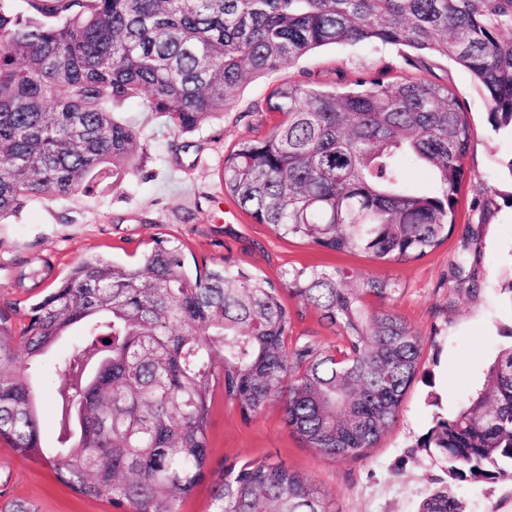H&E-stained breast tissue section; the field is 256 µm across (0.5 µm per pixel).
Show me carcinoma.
Returning a JSON list of instances; mask_svg holds the SVG:
<instances>
[{"label":"carcinoma","mask_w":512,"mask_h":512,"mask_svg":"<svg viewBox=\"0 0 512 512\" xmlns=\"http://www.w3.org/2000/svg\"><path fill=\"white\" fill-rule=\"evenodd\" d=\"M0 0V221L27 203L122 182L140 131L113 108L140 98L190 132L240 88L327 45L375 43L437 54L488 94L493 126L512 129V0ZM280 116L242 140L218 172L225 193L283 237L379 262L425 256L457 223L473 137L452 88L421 78H361L346 91L285 82ZM430 168L414 195L402 164ZM288 292L339 330L344 346L288 343L276 288L223 259L198 274L159 236L134 264L86 255L33 302L15 329L0 309V440L46 458L56 478L116 512H179L204 479L215 387L249 418L283 403L307 448L355 461L396 422L422 339L387 307L386 279L314 267ZM376 306L378 310L370 311ZM75 328L56 363L58 446L42 439L35 364ZM425 448L453 479L512 474V346L483 389L439 418ZM211 512H331L325 493L282 462L224 470ZM422 512H463L438 492Z\"/></svg>","instance_id":"cac0c4a2"}]
</instances>
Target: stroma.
Returning <instances> with one entry per match:
<instances>
[{
	"label": "stroma",
	"instance_id": "obj_1",
	"mask_svg": "<svg viewBox=\"0 0 512 512\" xmlns=\"http://www.w3.org/2000/svg\"><path fill=\"white\" fill-rule=\"evenodd\" d=\"M400 47L332 45L245 84L232 105L182 134L163 117L131 100L117 112L141 131L139 159L124 181H104L94 195L35 200L0 224V307L28 308L41 294L20 288L21 265L42 257L62 278L70 265L93 252L135 262L154 237L179 239L186 259L210 264L221 258L269 279L285 295L293 334L335 344L336 333L317 314L287 295L285 274L302 267L339 268L394 282L389 303L423 338L419 371L397 422L368 453L340 462L304 447L283 421L279 404L243 418L216 390L208 431L209 469L180 505V512H210L211 489L225 466L254 458L284 462L325 492L332 512H421L444 491L464 512H512V477L493 482L450 478L444 456L422 442L437 418L454 416L488 379L498 353L512 345V132L494 130L483 88L449 59L425 57L421 67H401ZM422 77L454 88L474 128L466 160L457 226L439 247L418 259L378 263L362 254H338L314 243L280 237L257 224L218 184L217 170L235 143L264 135L275 115L261 109L287 81L327 85L363 76ZM63 339L36 370L43 436L55 446V360L70 346ZM24 503L32 512H114L107 503L80 497L60 484L50 464L24 460L0 442V512Z\"/></svg>",
	"mask_w": 512,
	"mask_h": 512
}]
</instances>
